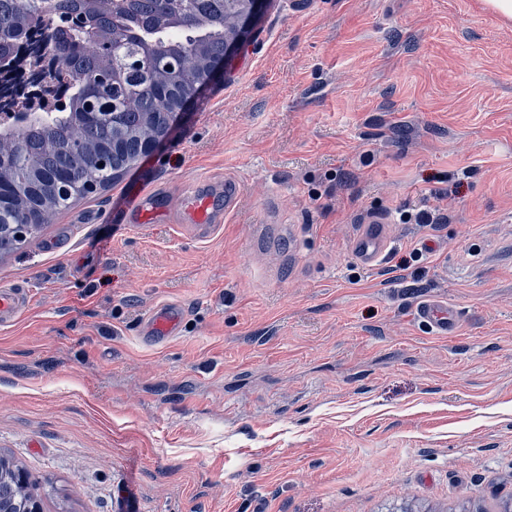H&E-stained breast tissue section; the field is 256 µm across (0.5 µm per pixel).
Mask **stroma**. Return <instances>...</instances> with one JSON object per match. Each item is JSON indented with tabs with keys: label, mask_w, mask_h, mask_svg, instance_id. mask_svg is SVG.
<instances>
[{
	"label": "stroma",
	"mask_w": 512,
	"mask_h": 512,
	"mask_svg": "<svg viewBox=\"0 0 512 512\" xmlns=\"http://www.w3.org/2000/svg\"><path fill=\"white\" fill-rule=\"evenodd\" d=\"M228 181L224 223H178ZM131 194L169 209L136 227ZM0 285L32 296L0 326V456L44 512H512V21L261 0L153 153L0 255ZM432 296L457 335L417 322ZM159 303L186 320L149 347ZM383 224V219L371 218L354 239V253L365 266L374 267L386 251L387 238Z\"/></svg>",
	"instance_id": "stroma-1"
}]
</instances>
